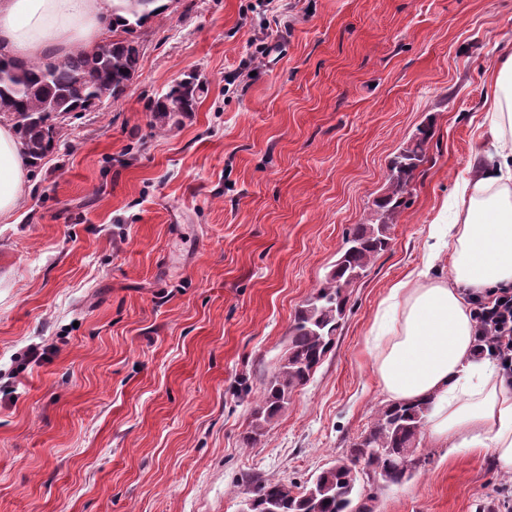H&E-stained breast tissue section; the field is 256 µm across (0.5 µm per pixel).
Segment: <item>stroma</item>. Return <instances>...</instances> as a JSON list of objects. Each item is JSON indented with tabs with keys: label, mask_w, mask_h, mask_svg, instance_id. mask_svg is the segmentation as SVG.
Masks as SVG:
<instances>
[{
	"label": "stroma",
	"mask_w": 512,
	"mask_h": 512,
	"mask_svg": "<svg viewBox=\"0 0 512 512\" xmlns=\"http://www.w3.org/2000/svg\"><path fill=\"white\" fill-rule=\"evenodd\" d=\"M276 4L287 31L257 0H169L137 31L121 100L69 118L0 220V512H239L244 476L309 480L384 405L368 331L489 130L512 0ZM263 38L280 51L252 62ZM191 75L207 93L157 132L151 100ZM425 125L389 250L245 447L296 311L346 231L376 221L392 158ZM34 345L48 361L27 360ZM417 452L410 480L371 489L373 512H476L512 489L490 453Z\"/></svg>",
	"instance_id": "1"
}]
</instances>
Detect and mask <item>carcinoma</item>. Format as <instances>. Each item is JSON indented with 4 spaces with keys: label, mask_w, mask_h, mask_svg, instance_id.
<instances>
[{
    "label": "carcinoma",
    "mask_w": 512,
    "mask_h": 512,
    "mask_svg": "<svg viewBox=\"0 0 512 512\" xmlns=\"http://www.w3.org/2000/svg\"><path fill=\"white\" fill-rule=\"evenodd\" d=\"M152 0H126L127 14L112 23L110 49L76 48L59 62H30L0 54V118L8 122L32 160L54 147L55 118L67 112H87L105 102H117L139 69L136 28L153 17L144 10ZM207 91L195 76L169 86L151 103L154 128L177 125L174 115L192 112ZM432 138L428 127L418 129L409 144L391 161L388 194L378 203L384 220L358 224L343 241L340 255L323 281L298 310L289 327L288 348L271 376L243 436L254 444L288 408L292 394L305 386L336 342L352 288L371 263L390 246V229ZM481 343L490 349L508 342L492 326L482 328ZM430 404L387 403L368 431L350 442L345 456L301 485L296 482L247 478L252 512H367L363 491L368 486L399 484L411 478L424 459L416 455Z\"/></svg>",
    "instance_id": "1"
}]
</instances>
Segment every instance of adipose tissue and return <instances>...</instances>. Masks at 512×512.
<instances>
[{"instance_id": "adipose-tissue-1", "label": "adipose tissue", "mask_w": 512, "mask_h": 512, "mask_svg": "<svg viewBox=\"0 0 512 512\" xmlns=\"http://www.w3.org/2000/svg\"><path fill=\"white\" fill-rule=\"evenodd\" d=\"M124 0H0V53L26 61L62 59L93 46ZM492 138L474 148L478 164L457 188L449 225L448 277L428 270L393 283L366 340L387 401L431 403L427 432L457 451L490 450L512 473V374L477 355V301L512 290V54L491 78ZM31 178L10 126L0 125V218L10 216Z\"/></svg>"}]
</instances>
